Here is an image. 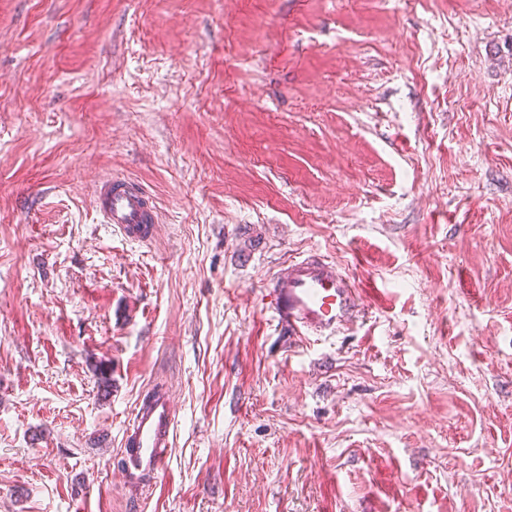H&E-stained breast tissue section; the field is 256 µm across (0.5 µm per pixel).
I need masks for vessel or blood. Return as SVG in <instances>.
Wrapping results in <instances>:
<instances>
[{"mask_svg":"<svg viewBox=\"0 0 512 512\" xmlns=\"http://www.w3.org/2000/svg\"><path fill=\"white\" fill-rule=\"evenodd\" d=\"M103 223L135 243L151 241L160 224L157 204L137 181L109 176L94 192ZM265 295L278 321L296 336H333L353 323L363 307L362 290L334 260L318 254L289 259L266 282ZM175 411L169 389L154 385L138 400L123 431L126 468L161 479L172 447Z\"/></svg>","mask_w":512,"mask_h":512,"instance_id":"1","label":"vessel or blood"}]
</instances>
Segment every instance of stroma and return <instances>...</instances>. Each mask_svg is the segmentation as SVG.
I'll list each match as a JSON object with an SVG mask.
<instances>
[{"mask_svg": "<svg viewBox=\"0 0 512 512\" xmlns=\"http://www.w3.org/2000/svg\"><path fill=\"white\" fill-rule=\"evenodd\" d=\"M314 251L368 296L301 341ZM0 512H512V0H0ZM94 205L103 224H111L135 243L150 242L161 222L152 195L139 182L128 178H103L95 189ZM278 321L294 336H335L363 307L362 290L346 270L324 255L288 259L264 288ZM175 417L169 389L164 384H155L135 403L122 435L129 472L149 473L154 485L164 476L167 451L174 441Z\"/></svg>", "mask_w": 512, "mask_h": 512, "instance_id": "obj_1", "label": "stroma"}]
</instances>
